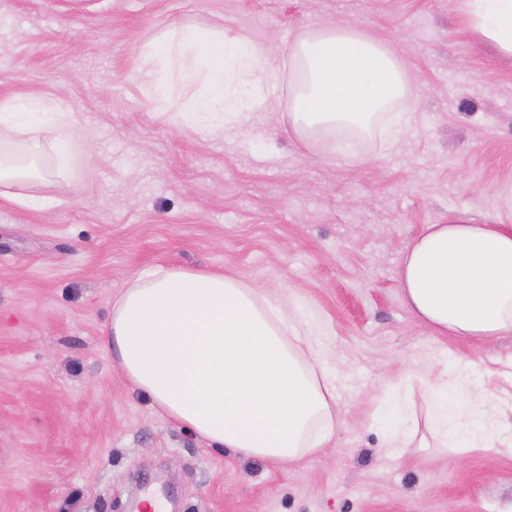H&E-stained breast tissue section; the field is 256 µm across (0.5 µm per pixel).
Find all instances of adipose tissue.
I'll return each mask as SVG.
<instances>
[{
	"instance_id": "1",
	"label": "adipose tissue",
	"mask_w": 512,
	"mask_h": 512,
	"mask_svg": "<svg viewBox=\"0 0 512 512\" xmlns=\"http://www.w3.org/2000/svg\"><path fill=\"white\" fill-rule=\"evenodd\" d=\"M472 32L512 58V0H460ZM298 72L288 117L301 137L372 135L380 112L409 94L400 56L352 26H325L289 49ZM262 56L243 40L193 27L172 29L141 69L162 108L179 86L197 85L183 106L197 130L263 112ZM79 133L69 113L38 98L0 102V196L40 209L46 198L16 193L42 170L40 140ZM29 136L15 145L14 137ZM405 306L433 334L480 343L512 336V225L429 224L406 246L397 272ZM279 299L214 271L156 267L135 275L112 306L104 349L133 388L164 416L216 450L278 464L321 453L341 424L336 388L320 354L290 332ZM477 360L419 385L432 445L496 452L492 412L468 399ZM383 452L405 461L419 424L394 394Z\"/></svg>"
}]
</instances>
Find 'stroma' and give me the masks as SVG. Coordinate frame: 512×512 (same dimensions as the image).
Returning a JSON list of instances; mask_svg holds the SVG:
<instances>
[{
  "instance_id": "1",
  "label": "stroma",
  "mask_w": 512,
  "mask_h": 512,
  "mask_svg": "<svg viewBox=\"0 0 512 512\" xmlns=\"http://www.w3.org/2000/svg\"><path fill=\"white\" fill-rule=\"evenodd\" d=\"M394 48L408 129L306 143L288 125V49L323 26ZM217 29L265 60L270 108L226 128L158 111L139 71L173 28ZM60 102L82 131L42 144L32 209L0 197V512H512V450L384 457L401 377L464 358L512 439V337L437 336L403 304L400 255L427 224H504L512 59L456 0H0V101ZM68 163L57 168V151ZM227 271L284 294L321 351L344 425L294 466L217 451L163 418L103 349L113 300L152 268Z\"/></svg>"
}]
</instances>
